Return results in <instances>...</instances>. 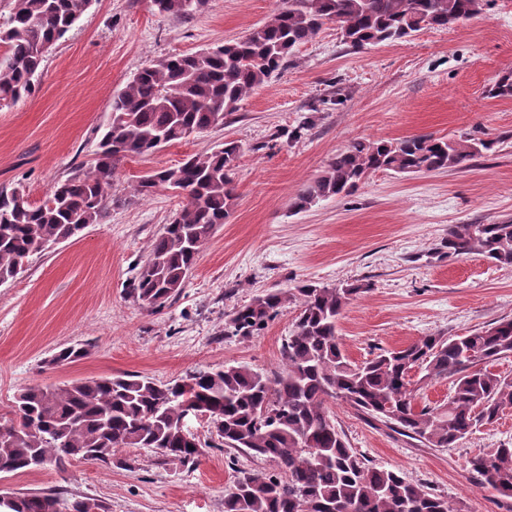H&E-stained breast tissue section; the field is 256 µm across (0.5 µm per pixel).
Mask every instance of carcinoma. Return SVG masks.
Wrapping results in <instances>:
<instances>
[{"instance_id": "1", "label": "carcinoma", "mask_w": 512, "mask_h": 512, "mask_svg": "<svg viewBox=\"0 0 512 512\" xmlns=\"http://www.w3.org/2000/svg\"><path fill=\"white\" fill-rule=\"evenodd\" d=\"M89 0H10L7 27L0 28V105L34 93L49 48L75 27ZM206 0H155L154 11L189 18ZM484 0H282L262 26L215 49L172 55L142 68L113 99L110 121L88 170L57 182L41 202L20 189H0V284L22 271L29 257L96 224L112 177L130 157L218 126L239 102L285 66L323 26L336 25L354 49L396 42L425 28H446L482 13ZM512 97V73L490 89ZM496 139L435 138L357 140L336 153L326 170L295 197L301 211L347 195L370 173H425L460 168L496 150ZM240 146L227 140L205 154L142 177L139 194L163 187L182 205L163 225L130 295L160 309L182 290L187 274L230 216L236 200L234 171ZM482 254L512 266V220L453 224L437 254ZM360 285L344 288L305 283L268 291L236 308L226 336H253L295 302L293 332L282 346V367L267 373L224 364L168 383L141 375L87 378L63 385H34L0 417V473L65 469L72 460L111 466L121 448H147L163 461L194 464L206 444L183 428L184 406L208 415L218 448L246 449L277 462L274 472L243 475L224 495V512H462L443 495L400 473L366 463L338 430L328 401L340 400L429 448H453L478 426L512 409V378L488 366L512 356V318L465 336H425L383 350L361 363L343 353L337 322ZM88 350L71 345L47 364L64 365ZM449 379L448 402L415 404L409 374ZM482 488L512 499V446L503 444L468 461ZM0 512H105L97 499L64 498L56 490L0 496Z\"/></svg>"}]
</instances>
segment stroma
<instances>
[{
  "label": "stroma",
  "mask_w": 512,
  "mask_h": 512,
  "mask_svg": "<svg viewBox=\"0 0 512 512\" xmlns=\"http://www.w3.org/2000/svg\"><path fill=\"white\" fill-rule=\"evenodd\" d=\"M281 0H207L188 19L151 11L148 0H95L43 63L34 94L0 107V188L31 201L88 168L109 121L112 98L142 67L194 53L268 21ZM512 71V0H485L482 13L445 29L362 50L326 24L287 66L242 100L222 126L125 160L103 219L79 237L33 255L26 271L0 286V414L34 385L139 374L174 381L227 363L266 372L282 365L297 304L259 334L224 333L239 306L304 281L366 284L345 307L338 335L356 362L431 334L463 336L512 318V267L473 252L432 253L452 224L512 219V98L489 88ZM313 124L299 140L288 130ZM411 135L500 138L496 153L451 172L369 174L347 196L296 212V194L360 139ZM239 143L237 201L201 251L181 293L153 309L127 291L180 199L159 189L135 194L141 176L187 156ZM88 345L62 367L47 359ZM336 426L369 464L448 496L464 512H512L478 486L467 466L481 451L512 443V409L478 426L453 448H427L380 421L335 402ZM190 426L209 448L196 466L161 464L145 448H123L132 469L71 462L64 472L0 474V493L56 489L103 501L109 512H224L235 480L274 470L268 460L214 447L207 420Z\"/></svg>",
  "instance_id": "stroma-1"
}]
</instances>
